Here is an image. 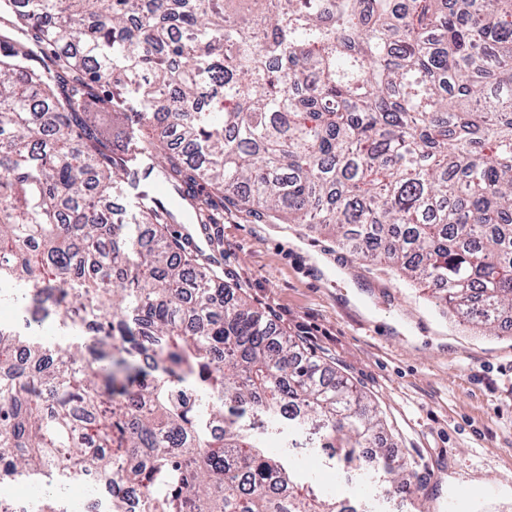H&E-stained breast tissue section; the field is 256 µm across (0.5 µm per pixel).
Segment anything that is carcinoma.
<instances>
[{"instance_id": "1", "label": "carcinoma", "mask_w": 512, "mask_h": 512, "mask_svg": "<svg viewBox=\"0 0 512 512\" xmlns=\"http://www.w3.org/2000/svg\"><path fill=\"white\" fill-rule=\"evenodd\" d=\"M120 178L135 226L105 207ZM157 178L200 224L232 207L326 231L498 334L512 0H0V285L94 333L50 350L0 325V481L82 465L143 512H346L249 412L319 427L340 470L368 448L410 490L372 399L166 240Z\"/></svg>"}]
</instances>
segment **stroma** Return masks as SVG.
<instances>
[{
	"label": "stroma",
	"mask_w": 512,
	"mask_h": 512,
	"mask_svg": "<svg viewBox=\"0 0 512 512\" xmlns=\"http://www.w3.org/2000/svg\"><path fill=\"white\" fill-rule=\"evenodd\" d=\"M208 237L201 255L225 284L378 404L425 487L388 493L373 471L298 455L283 425L256 432L271 456L364 512H512V329L454 322L428 292L299 224L231 208Z\"/></svg>",
	"instance_id": "35a3bbf8"
}]
</instances>
